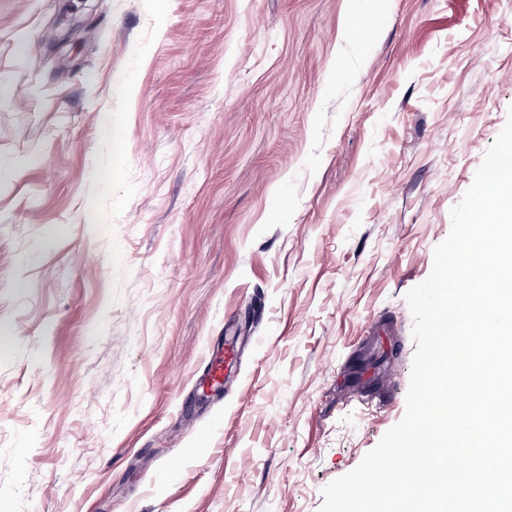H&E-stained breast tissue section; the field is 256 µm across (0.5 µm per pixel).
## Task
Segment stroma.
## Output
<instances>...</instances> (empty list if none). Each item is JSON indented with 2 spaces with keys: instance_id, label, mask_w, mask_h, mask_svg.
Here are the masks:
<instances>
[{
  "instance_id": "obj_1",
  "label": "stroma",
  "mask_w": 512,
  "mask_h": 512,
  "mask_svg": "<svg viewBox=\"0 0 512 512\" xmlns=\"http://www.w3.org/2000/svg\"><path fill=\"white\" fill-rule=\"evenodd\" d=\"M94 2L0 0V512H318L405 414L512 0Z\"/></svg>"
}]
</instances>
